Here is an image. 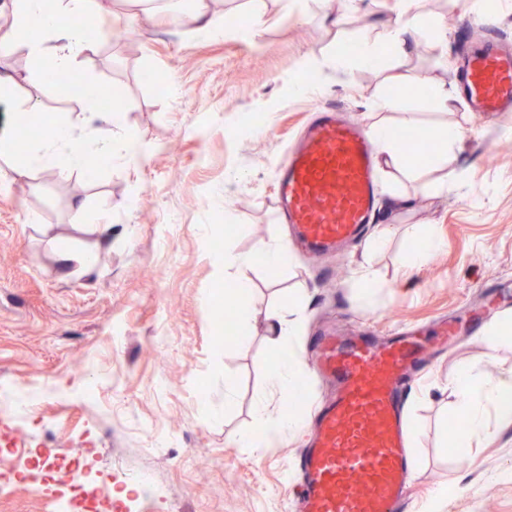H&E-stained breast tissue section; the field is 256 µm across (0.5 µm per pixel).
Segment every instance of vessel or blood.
Instances as JSON below:
<instances>
[{
    "mask_svg": "<svg viewBox=\"0 0 512 512\" xmlns=\"http://www.w3.org/2000/svg\"><path fill=\"white\" fill-rule=\"evenodd\" d=\"M461 89L473 111L512 112V46L491 35L466 57ZM378 205L374 142L336 109H316L276 178L280 220L293 225L308 256L358 239ZM482 322L440 321L383 343L364 336L320 340L318 376L336 382L335 397L318 411L308 448L299 457L297 512H411L412 457L405 402L428 352L453 345Z\"/></svg>",
    "mask_w": 512,
    "mask_h": 512,
    "instance_id": "b4317fda",
    "label": "vessel or blood"
}]
</instances>
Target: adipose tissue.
Instances as JSON below:
<instances>
[{
    "mask_svg": "<svg viewBox=\"0 0 512 512\" xmlns=\"http://www.w3.org/2000/svg\"><path fill=\"white\" fill-rule=\"evenodd\" d=\"M42 4L43 0H10L11 21L0 26V55L10 56L16 46H24L32 64L30 77L36 81L42 80L49 66L66 71L74 69L90 42L71 20L98 8V0H54L53 9L46 14ZM39 14L44 20L38 34L24 37V30ZM423 25L421 15L412 10L409 0H397L392 16L384 22L378 37L388 48L394 64H402L411 56L414 36ZM370 133L380 148L382 171L409 177L418 176L426 165L447 164L464 135L463 129L450 124L432 130L436 151L430 161L425 162L401 149L394 127L379 123L371 126ZM93 155H104L131 167L138 163L142 146L129 134L116 138L58 121L50 126L39 144L20 157L15 153L12 138L0 136V161L23 176L49 171L67 178L84 171ZM260 258L268 267H282L289 259L288 247L282 243H265L258 251L249 253L225 247V279L234 282L238 289H248L250 283L244 272ZM298 308V301L293 300L261 316L250 306L239 311L238 327L243 331L248 329L252 319L262 318L274 353L264 368L272 398L256 404V425L243 436L246 447H268L304 424L308 370L296 350L302 330L300 320L293 317ZM453 390L458 398V413L465 421L464 429L455 437V445L461 451H468L474 440L492 438L497 431L512 427V371L488 378L476 367L466 366L455 380Z\"/></svg>",
    "mask_w": 512,
    "mask_h": 512,
    "instance_id": "obj_1",
    "label": "adipose tissue"
}]
</instances>
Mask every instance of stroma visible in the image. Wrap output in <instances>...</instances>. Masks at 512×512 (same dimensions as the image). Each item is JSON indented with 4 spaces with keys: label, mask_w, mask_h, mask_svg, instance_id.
Masks as SVG:
<instances>
[{
    "label": "stroma",
    "mask_w": 512,
    "mask_h": 512,
    "mask_svg": "<svg viewBox=\"0 0 512 512\" xmlns=\"http://www.w3.org/2000/svg\"><path fill=\"white\" fill-rule=\"evenodd\" d=\"M392 0H209V10L239 21L212 40L159 16L130 44H111L126 22L123 0H99L94 37L73 72L84 83L123 91L117 123L103 131L129 133L145 148L137 170L100 162L94 180L48 172L0 177V384L40 392L15 426L21 441L55 452L99 450L96 477L121 456L131 470L154 471L163 487L151 512H295L302 481L297 458L307 433L266 448H246L238 436L254 425L266 397L263 369L272 357L262 324L248 334L215 333L224 315L214 294L224 284L225 242L239 251L290 242L275 211V175L287 146L309 115L333 104L363 126L400 123L412 113L420 132L463 127V143L447 166L417 182L381 176L380 212L364 240L319 258L291 251L288 265H255L248 295L237 305L263 310L291 296L305 299L299 352L306 365L328 328H358L389 336L413 324L463 315L498 281L512 280V117L481 118L465 101L442 113L427 91L433 83L458 93V70L483 31L463 26L471 0H414L426 19L444 18L448 43L422 33L411 59L382 71L354 67L349 83L317 79L291 90L300 61L324 62L336 48L374 36ZM260 8L266 23L241 34ZM341 15L333 25L332 15ZM158 77L144 84L142 72ZM400 77L416 91L400 110L376 104ZM464 183L444 189L449 172ZM112 207V240L100 245L76 215L100 202ZM38 211L41 223L26 221ZM435 225L445 245L423 265L402 268L400 255L417 228ZM387 232L384 250L367 240ZM71 239L93 252V272L62 265L54 240ZM373 268L378 292L366 299L356 281ZM511 310L489 314L479 335L433 358L413 382L405 411L413 452V506L445 489L444 512H512V430L448 455V433L464 424L452 392L458 369L474 365L487 377L512 370V336L492 327ZM232 377V392L224 379ZM95 387L98 400L85 402Z\"/></svg>",
    "instance_id": "35a3bbf8"
}]
</instances>
